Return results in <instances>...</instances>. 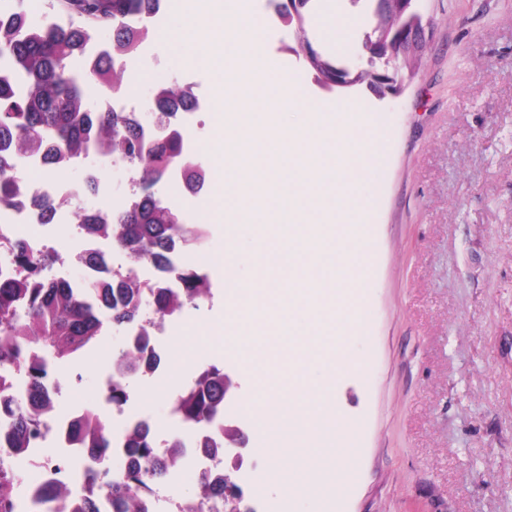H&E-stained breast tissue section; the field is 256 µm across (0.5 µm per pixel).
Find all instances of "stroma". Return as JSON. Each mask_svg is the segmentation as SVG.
Segmentation results:
<instances>
[{"instance_id": "stroma-1", "label": "stroma", "mask_w": 512, "mask_h": 512, "mask_svg": "<svg viewBox=\"0 0 512 512\" xmlns=\"http://www.w3.org/2000/svg\"><path fill=\"white\" fill-rule=\"evenodd\" d=\"M375 6L376 0H336L357 25L343 51L329 46L326 54L367 67L363 36ZM249 7L274 74L322 108L358 104L387 117L383 168L363 185L374 200L371 259L361 330L344 344L352 365L333 379L323 366L308 370L314 381L330 379L334 430L355 440L348 479L329 488L297 454L266 449L259 421L269 405L288 402L280 380L291 355L260 325L245 345L261 344L265 359L245 362L240 348L225 344L224 331L240 312L227 289L233 282L283 289L289 283L255 260L252 238H230L226 224L207 220L208 188L190 195L167 182L156 187L182 211L189 230H204L193 259L211 288L208 299L185 304L180 321L167 326L156 378L184 388L203 360L230 375L225 419L246 437L255 466L244 473L228 465L224 472L244 494L259 490L258 512H278L283 503L288 512H512V0H418L425 49L396 98L378 97L363 84L340 90L317 81L295 47L303 33L320 43L319 0L301 26L285 23L270 0H251ZM186 52L151 44L135 63L143 82L121 100L149 125L158 90H190L204 108L191 116L189 132L209 169L216 77L185 61ZM229 248L238 254L231 264L222 260ZM126 340V327L105 323L78 360L84 408L100 404L105 372ZM174 341L184 346L182 358L170 350ZM152 381L130 379L129 390L163 443L178 428L169 396ZM275 467L287 472V483L269 479Z\"/></svg>"}]
</instances>
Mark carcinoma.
Masks as SVG:
<instances>
[{"instance_id":"cac0c4a2","label":"carcinoma","mask_w":512,"mask_h":512,"mask_svg":"<svg viewBox=\"0 0 512 512\" xmlns=\"http://www.w3.org/2000/svg\"><path fill=\"white\" fill-rule=\"evenodd\" d=\"M162 0H58L59 9L75 19L69 27L50 22L29 24L24 12L0 15V55L10 64V73L0 76V204L26 207L38 224L55 221L58 203L39 191L21 195L16 158L31 154L43 165L60 172L70 162L93 152L101 156L121 154L140 166L141 199L114 220L112 211H78L75 220L83 234L122 247L134 264L147 262L160 275L142 284L128 272L109 268L107 255L95 248L80 256L92 272L81 285L47 275L57 254L33 250L25 242L11 245L17 275L0 280V446L7 443L13 460L0 458V512H13L15 473L13 461L32 455L31 440L37 436V417L55 409V399L45 387L48 369L65 359L76 360L90 347L102 329L100 314H110L115 325H130L135 336L112 358L119 375L112 381L109 401L116 407L128 399L127 381L143 369L159 367L162 356L151 348L142 306H154L161 315L179 313L185 303L210 295L206 277L180 255L188 240L181 213L164 204L152 191L166 180L170 161L180 154L182 133L167 121L177 112L195 106L191 92L181 87L156 93L158 119L166 133L154 135L132 112H90L84 106L85 84L91 79L120 88L125 70L115 60L133 52L142 33L128 20L160 12ZM107 26L115 30L112 46L93 58L87 69H70L72 57L85 52L90 32ZM188 190L205 186L206 171L194 157H182ZM25 373L27 400L16 405L5 397L10 371ZM224 369L209 364L201 368L192 386L171 396L172 414L192 426L213 427L224 422ZM71 441L80 451V466L70 478L42 488L35 497V512H61L60 502L72 497L76 512H146L152 489L178 470L185 461L184 445L178 439L159 451L151 426L133 424L126 442L130 463L125 480L112 482L107 462L112 457V433L107 420L86 413L73 421ZM203 436L198 451L204 456H224L225 441ZM228 484L202 471L198 494L183 499L185 512H218Z\"/></svg>"}]
</instances>
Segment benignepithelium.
Masks as SVG:
<instances>
[{
    "instance_id": "benign-epithelium-1",
    "label": "benign epithelium",
    "mask_w": 512,
    "mask_h": 512,
    "mask_svg": "<svg viewBox=\"0 0 512 512\" xmlns=\"http://www.w3.org/2000/svg\"><path fill=\"white\" fill-rule=\"evenodd\" d=\"M414 0H377L375 23L365 34V48L370 56L383 61L384 65L399 69L403 65L413 68L412 62L418 60L424 42L422 38V16L412 9ZM306 62L315 71L316 78L327 86L349 89L366 84L381 95H397L402 84L388 70L361 69L353 71L346 65L333 61L323 51L314 46L305 51Z\"/></svg>"
}]
</instances>
